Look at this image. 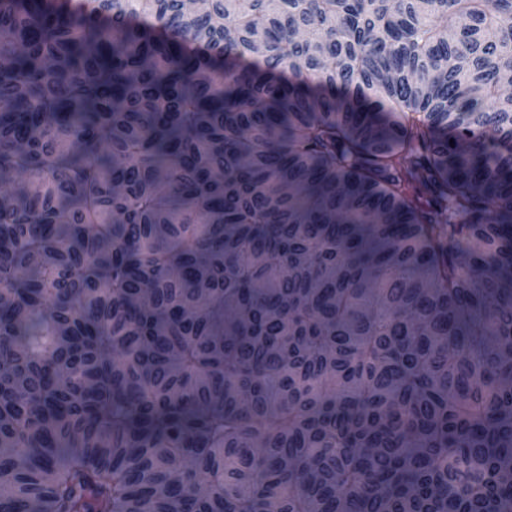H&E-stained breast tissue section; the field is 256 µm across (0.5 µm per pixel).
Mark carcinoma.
<instances>
[{
	"label": "carcinoma",
	"instance_id": "1",
	"mask_svg": "<svg viewBox=\"0 0 512 512\" xmlns=\"http://www.w3.org/2000/svg\"><path fill=\"white\" fill-rule=\"evenodd\" d=\"M512 0H0V512H512Z\"/></svg>",
	"mask_w": 512,
	"mask_h": 512
}]
</instances>
